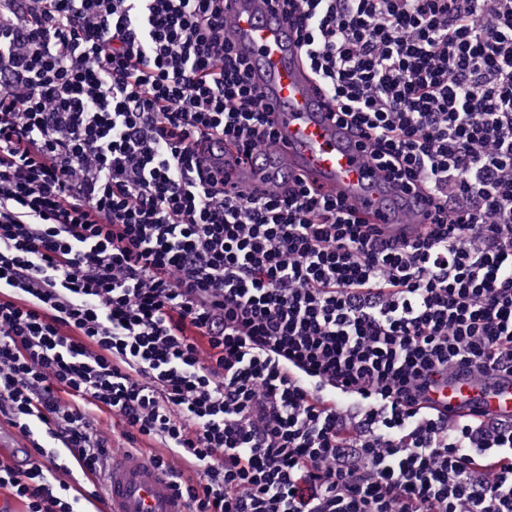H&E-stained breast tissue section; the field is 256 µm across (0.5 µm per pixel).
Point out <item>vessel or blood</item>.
<instances>
[{
	"label": "vessel or blood",
	"instance_id": "b4317fda",
	"mask_svg": "<svg viewBox=\"0 0 512 512\" xmlns=\"http://www.w3.org/2000/svg\"><path fill=\"white\" fill-rule=\"evenodd\" d=\"M225 23L235 51L250 64L252 84L278 134L274 151L255 153L246 165L230 167L238 189L299 180L354 204L359 217L379 225L388 239L420 237L428 209L424 195L401 193L368 162L345 124L335 120L330 96L318 89L295 32L280 15L266 0H228ZM428 397L456 414L478 410L512 419V376L506 374L475 380L454 369ZM106 486L107 512H187L170 474L150 463L113 459Z\"/></svg>",
	"mask_w": 512,
	"mask_h": 512
}]
</instances>
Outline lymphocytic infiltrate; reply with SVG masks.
<instances>
[{
    "instance_id": "lymphocytic-infiltrate-1",
    "label": "lymphocytic infiltrate",
    "mask_w": 512,
    "mask_h": 512,
    "mask_svg": "<svg viewBox=\"0 0 512 512\" xmlns=\"http://www.w3.org/2000/svg\"><path fill=\"white\" fill-rule=\"evenodd\" d=\"M224 2L0 0V490L99 501L105 409L188 512H512V422L422 403L512 374V0H273L437 199L399 246L298 181L225 192L206 144L277 133Z\"/></svg>"
}]
</instances>
